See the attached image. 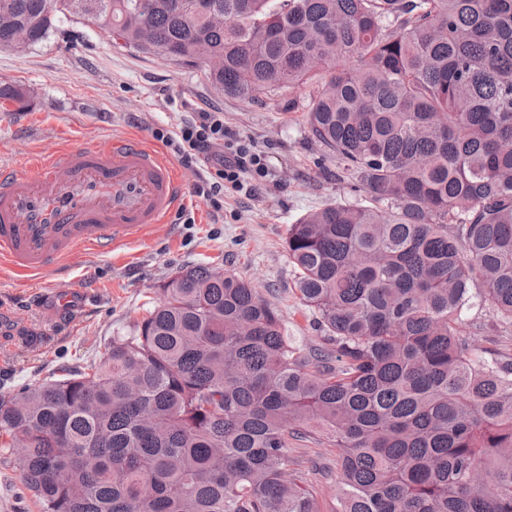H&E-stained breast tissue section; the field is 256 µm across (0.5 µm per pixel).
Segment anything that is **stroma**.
I'll list each match as a JSON object with an SVG mask.
<instances>
[{"instance_id": "stroma-1", "label": "stroma", "mask_w": 512, "mask_h": 512, "mask_svg": "<svg viewBox=\"0 0 512 512\" xmlns=\"http://www.w3.org/2000/svg\"><path fill=\"white\" fill-rule=\"evenodd\" d=\"M29 95L25 108H0V163L64 144L176 129L199 109L223 112L225 126L264 156L266 177L255 195L225 189L224 220L214 223L201 198L188 195L183 214L150 239L103 253L79 252L50 277L0 267V394L49 381L59 369L99 359L113 337L129 332L156 299L158 286L182 266L205 265L252 279L280 309L288 333L320 342L298 298L286 227L337 202L371 204L353 190L336 159L309 135L305 110L285 111L286 98L307 101L309 86L255 101L216 95L193 67L118 47L79 20L60 22L27 51L0 50V83ZM83 301L69 312L57 289ZM489 308H474L463 334L470 345L512 358V328H493ZM0 512H41L26 491L16 453L0 447Z\"/></svg>"}]
</instances>
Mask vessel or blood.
<instances>
[{
	"mask_svg": "<svg viewBox=\"0 0 512 512\" xmlns=\"http://www.w3.org/2000/svg\"><path fill=\"white\" fill-rule=\"evenodd\" d=\"M185 201L172 162L136 135L0 166V263L49 274L81 249L146 239Z\"/></svg>",
	"mask_w": 512,
	"mask_h": 512,
	"instance_id": "vessel-or-blood-1",
	"label": "vessel or blood"
}]
</instances>
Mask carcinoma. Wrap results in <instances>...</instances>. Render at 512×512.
Returning a JSON list of instances; mask_svg holds the SVG:
<instances>
[{
	"mask_svg": "<svg viewBox=\"0 0 512 512\" xmlns=\"http://www.w3.org/2000/svg\"><path fill=\"white\" fill-rule=\"evenodd\" d=\"M177 2L0 0V48L70 15L218 95L309 83L312 138L386 208L287 227L323 347L185 266L99 362L1 399L25 489L42 512H321L294 440L334 454L330 512H512V362L462 338L479 302L512 325V0H206L223 26Z\"/></svg>",
	"mask_w": 512,
	"mask_h": 512,
	"instance_id": "obj_1",
	"label": "carcinoma"
}]
</instances>
